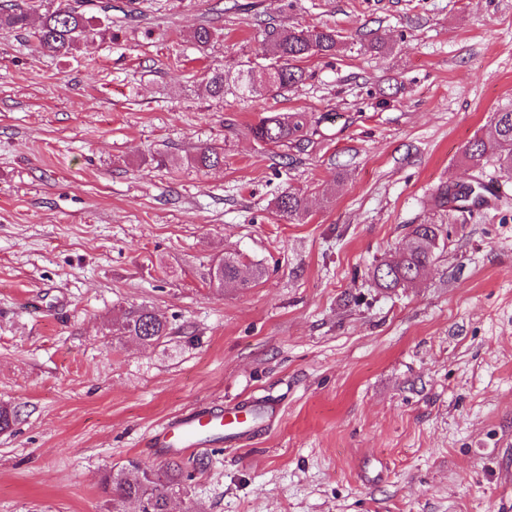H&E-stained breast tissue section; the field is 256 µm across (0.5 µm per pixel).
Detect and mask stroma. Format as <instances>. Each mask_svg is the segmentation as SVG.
I'll use <instances>...</instances> for the list:
<instances>
[{"mask_svg":"<svg viewBox=\"0 0 512 512\" xmlns=\"http://www.w3.org/2000/svg\"><path fill=\"white\" fill-rule=\"evenodd\" d=\"M116 39L70 56L0 29V512H133L102 480L194 407L279 401L243 448H208L206 512H499L512 460V176L464 151L512 106V0H84ZM347 44L261 96L204 78L263 62L265 24ZM216 33L206 48L190 39ZM378 30L387 49L361 48ZM303 112L304 151L251 125ZM224 150V165L187 156ZM498 199L434 203L443 185ZM302 194L288 222L275 199ZM441 228L415 283L373 266ZM227 253L264 277L216 291ZM151 306L171 333L119 336ZM191 164L201 169H215L224 165V151L217 147L201 148L189 159Z\"/></svg>","mask_w":512,"mask_h":512,"instance_id":"35a3bbf8","label":"stroma"}]
</instances>
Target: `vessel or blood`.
<instances>
[{
    "mask_svg": "<svg viewBox=\"0 0 512 512\" xmlns=\"http://www.w3.org/2000/svg\"><path fill=\"white\" fill-rule=\"evenodd\" d=\"M280 411L276 402L238 401L181 413L159 426L146 443L148 456L193 452L205 446H232L244 435L257 431Z\"/></svg>",
    "mask_w": 512,
    "mask_h": 512,
    "instance_id": "obj_1",
    "label": "vessel or blood"
}]
</instances>
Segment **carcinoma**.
<instances>
[{
    "label": "carcinoma",
    "mask_w": 512,
    "mask_h": 512,
    "mask_svg": "<svg viewBox=\"0 0 512 512\" xmlns=\"http://www.w3.org/2000/svg\"><path fill=\"white\" fill-rule=\"evenodd\" d=\"M30 8L13 4L0 7V28L27 29ZM37 47L52 56H66L82 42L94 41L106 35L114 40L118 34L101 20L70 5L59 7L40 18L32 31ZM341 45L335 29L325 27L310 31L296 26H282L268 32L265 56L271 63L257 70L251 62L241 65L235 74L216 71L208 80L207 91L215 98L224 96V85L233 80L238 89L252 96L272 89L284 90L305 79L299 62L313 56H329ZM253 138L266 145L288 146L302 150L310 141V124L302 112L284 117L272 112L251 127ZM492 157L500 169L512 173V108L500 109L481 136L469 143L464 158L472 168ZM190 163L201 169L224 165V151L207 146L189 157ZM277 211L290 221H299L306 213L303 198L294 192L282 193L276 201ZM440 228L436 224H415L409 232V244L394 255L378 262L372 270L376 286L384 290L405 288L420 278L439 248ZM264 270L256 267L247 276L241 274L240 260L226 255L215 261L210 270V283L221 290L226 283L241 289L252 287L262 278ZM121 335L142 345L160 343L168 336V325L147 307L128 311L119 328ZM192 472L179 462L163 468H142L134 462L111 471L104 479L103 490L112 494V504L133 502L139 512H172L173 494L192 480Z\"/></svg>",
    "instance_id": "1"
}]
</instances>
